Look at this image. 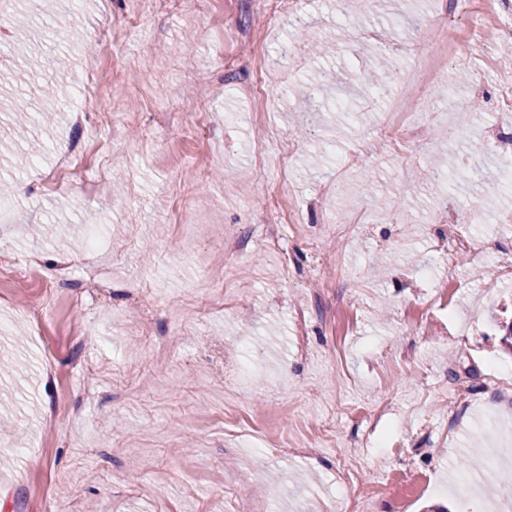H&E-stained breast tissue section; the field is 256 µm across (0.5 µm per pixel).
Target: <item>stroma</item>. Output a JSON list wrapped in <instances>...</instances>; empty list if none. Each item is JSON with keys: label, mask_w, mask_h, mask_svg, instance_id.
Listing matches in <instances>:
<instances>
[{"label": "stroma", "mask_w": 512, "mask_h": 512, "mask_svg": "<svg viewBox=\"0 0 512 512\" xmlns=\"http://www.w3.org/2000/svg\"><path fill=\"white\" fill-rule=\"evenodd\" d=\"M70 2L0 0L38 57L0 51V178L21 186L0 224V512H512L482 479L488 436L512 427V192L477 180L475 165L500 172L493 153L466 158L500 105L512 15L487 21L493 70L476 51L449 63L462 111L408 147L380 133L359 33H385L394 68L431 52V22L456 49L470 30L452 0ZM260 65L263 112L241 94ZM321 68L344 84V125L306 85ZM71 142L86 162L49 188ZM437 153L455 174L441 193ZM376 195L405 206L378 212ZM278 208L301 223H274ZM464 208L489 246L465 265L432 221ZM209 275L228 304L203 320L191 298ZM152 336L175 351L150 353ZM453 389L469 403L452 415ZM356 405L385 407L373 434L347 420Z\"/></svg>", "instance_id": "1"}]
</instances>
